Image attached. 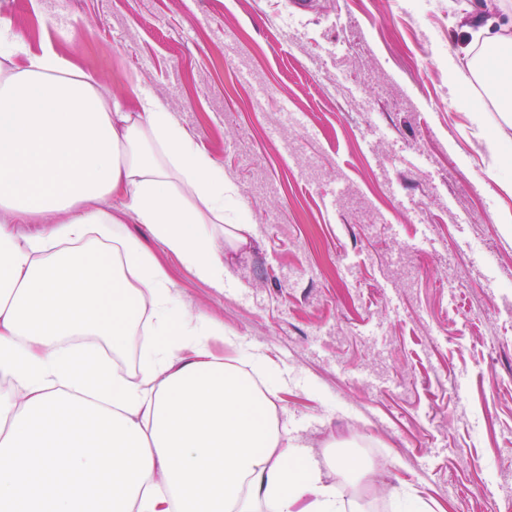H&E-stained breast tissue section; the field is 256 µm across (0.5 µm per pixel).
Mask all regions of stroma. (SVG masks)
<instances>
[{
    "mask_svg": "<svg viewBox=\"0 0 512 512\" xmlns=\"http://www.w3.org/2000/svg\"><path fill=\"white\" fill-rule=\"evenodd\" d=\"M512 0H0V27L119 100L161 99L224 170L223 289L120 203L180 305L224 325L216 355L266 353L289 437L344 512H492L512 497V127L480 83V24ZM334 466L337 468L342 482L350 484L355 478L364 476L370 471V467L351 454L341 453L334 457Z\"/></svg>",
    "mask_w": 512,
    "mask_h": 512,
    "instance_id": "obj_1",
    "label": "stroma"
}]
</instances>
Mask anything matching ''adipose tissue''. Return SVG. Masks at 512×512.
I'll list each match as a JSON object with an SVG mask.
<instances>
[{
	"label": "adipose tissue",
	"instance_id": "obj_1",
	"mask_svg": "<svg viewBox=\"0 0 512 512\" xmlns=\"http://www.w3.org/2000/svg\"><path fill=\"white\" fill-rule=\"evenodd\" d=\"M0 58V512H341L280 427L277 392L215 355L223 324L178 303L165 266L105 208L117 198L215 288L224 173L152 100L114 105L65 58L9 30ZM474 61L512 112V40ZM19 224L34 232H16ZM139 371L112 360L129 337Z\"/></svg>",
	"mask_w": 512,
	"mask_h": 512
}]
</instances>
